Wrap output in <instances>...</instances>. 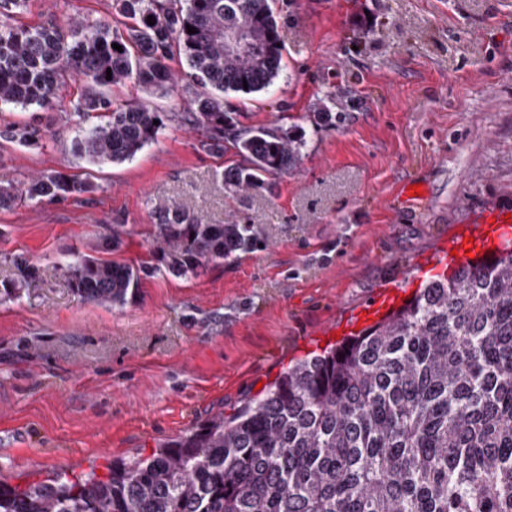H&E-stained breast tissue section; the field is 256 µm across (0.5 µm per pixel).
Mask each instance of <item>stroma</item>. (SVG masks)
I'll return each mask as SVG.
<instances>
[{
	"mask_svg": "<svg viewBox=\"0 0 512 512\" xmlns=\"http://www.w3.org/2000/svg\"><path fill=\"white\" fill-rule=\"evenodd\" d=\"M283 43L265 92L229 97L247 127L303 132L297 164L245 200L219 177L201 131L172 126L133 160L86 165L75 133L34 147L0 140V185L59 171L91 195L0 210V286L15 256L38 269L0 299V483L80 474L149 455L211 417L233 414L289 362L362 330L388 289L413 293L442 272L452 241L485 210L512 211V0H271ZM110 0H30L21 21L106 16ZM120 103L187 108L129 83ZM332 127L309 114L322 103ZM420 185L416 203L412 185ZM206 224L251 225L263 248L197 274L142 276L134 302H83L62 268L108 225L102 257L151 261L158 205Z\"/></svg>",
	"mask_w": 512,
	"mask_h": 512,
	"instance_id": "1",
	"label": "stroma"
}]
</instances>
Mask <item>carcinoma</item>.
<instances>
[{
  "label": "carcinoma",
  "instance_id": "obj_1",
  "mask_svg": "<svg viewBox=\"0 0 512 512\" xmlns=\"http://www.w3.org/2000/svg\"><path fill=\"white\" fill-rule=\"evenodd\" d=\"M28 2L0 0V108L52 109L68 81H82L54 116L56 126L78 128L80 159L124 163L175 123L202 131L213 154L235 150L241 163L221 176L238 196L295 166L303 134L245 127L224 99L266 90L279 76L271 0H112L110 16L75 18L66 29L12 23ZM228 32L246 48L228 47ZM177 54L194 94L186 111L112 98L128 82L153 92L177 85L168 65ZM92 116L100 123L84 126ZM0 138L32 146L42 136L14 123ZM98 189L40 173L0 186V210ZM156 212L153 270L193 275L261 244L249 224H204L177 203ZM122 228L112 225L91 250L118 245ZM13 266L5 297L37 277L22 256ZM65 270L81 300L110 307L134 298L142 272L86 253ZM0 512H512V249L434 277L360 334L288 367L232 416L216 415L148 457L114 462L104 477L92 468L23 489L0 484Z\"/></svg>",
  "mask_w": 512,
  "mask_h": 512
}]
</instances>
